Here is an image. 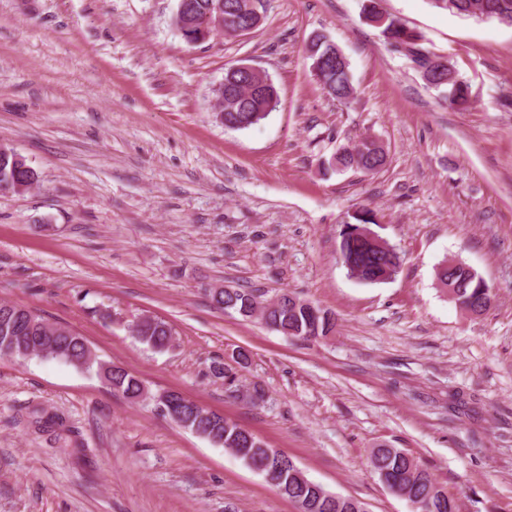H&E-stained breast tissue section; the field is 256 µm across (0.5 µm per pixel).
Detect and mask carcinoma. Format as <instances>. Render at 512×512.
<instances>
[{
  "label": "carcinoma",
  "mask_w": 512,
  "mask_h": 512,
  "mask_svg": "<svg viewBox=\"0 0 512 512\" xmlns=\"http://www.w3.org/2000/svg\"><path fill=\"white\" fill-rule=\"evenodd\" d=\"M224 15L234 22L224 24V36L238 37L244 31L259 26L260 0H223ZM362 17L380 28L386 44L396 52L404 54L419 69L426 84L443 93L448 107L465 110L472 103L470 85L460 80L448 60L423 46L420 33L407 27L399 19L382 15L376 9V0H363ZM442 11L476 18L497 20L512 25V0H429ZM218 0H190L187 11L181 18L189 42L195 43L201 26L214 11ZM312 60V75L323 86L332 99L346 103L354 96L349 64L329 44L324 35L313 37L308 46ZM279 103L278 90L268 79L253 77L249 80L237 72L226 69L224 73V126L243 130L264 120L276 110ZM387 160L384 148L372 138H364L352 148L338 151L329 165L338 169L356 168L363 173H374ZM37 182L36 171L18 154L0 152V183L8 184L7 192L23 193ZM340 254L350 269L357 270L365 284L378 283L384 267L390 263L377 255L356 237L344 239ZM291 292L281 293L280 302L267 312L263 323L285 336L302 339L307 333V317L303 307L295 306L289 298ZM211 303L224 311L234 310L244 317H253L260 300L247 289L234 288L230 292L209 293ZM465 302L479 312L488 309L491 289L479 276L474 275L463 295ZM173 335L171 327L157 318L144 320L137 331L138 339L159 349ZM33 342V348L43 351L44 357L58 359L88 372L99 373V361L84 359L85 339L71 330L49 322L36 312L0 303V355L11 353V347H20ZM107 386L131 400L140 395L143 383L127 370L114 366ZM176 408L189 425L185 429L207 439L223 441L222 447L232 448L236 457L252 470L263 474L276 491L296 502L300 512H351L349 498L344 497L331 508L327 503L326 490L307 479L289 478L288 470L265 464V445L252 433L238 424L203 409L180 397L174 398ZM369 464L375 473L386 470L398 477L397 492L408 494V500L416 503L417 512H448L449 495L436 482L431 473L410 454L399 448L378 447L372 449Z\"/></svg>",
  "instance_id": "cac0c4a2"
}]
</instances>
